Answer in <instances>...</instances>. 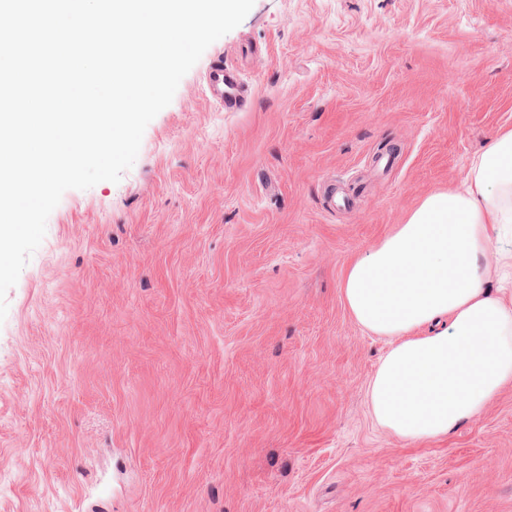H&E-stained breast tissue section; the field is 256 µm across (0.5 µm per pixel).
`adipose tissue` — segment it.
<instances>
[{"instance_id":"adipose-tissue-1","label":"adipose tissue","mask_w":512,"mask_h":512,"mask_svg":"<svg viewBox=\"0 0 512 512\" xmlns=\"http://www.w3.org/2000/svg\"><path fill=\"white\" fill-rule=\"evenodd\" d=\"M512 226V128L458 188L426 196L341 278L352 319L388 347L368 382L375 422L402 441L445 438L512 385V289L486 257Z\"/></svg>"}]
</instances>
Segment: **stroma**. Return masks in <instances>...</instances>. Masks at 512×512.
<instances>
[{
	"instance_id": "obj_1",
	"label": "stroma",
	"mask_w": 512,
	"mask_h": 512,
	"mask_svg": "<svg viewBox=\"0 0 512 512\" xmlns=\"http://www.w3.org/2000/svg\"><path fill=\"white\" fill-rule=\"evenodd\" d=\"M504 127L512 0H255L7 293L0 512H512V386L403 442L340 289ZM212 98L224 111L237 112L245 101L242 77L233 68L224 66V59H216L205 74Z\"/></svg>"
}]
</instances>
